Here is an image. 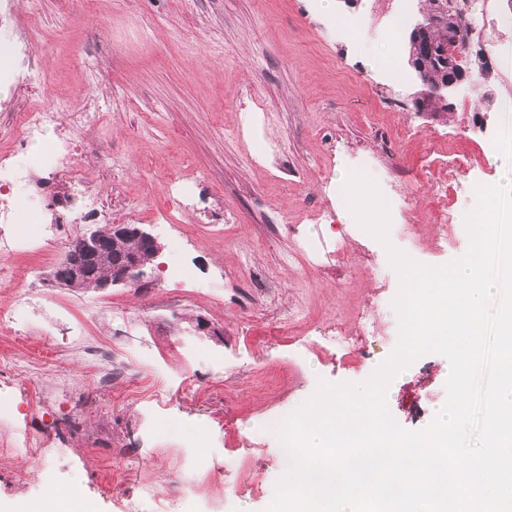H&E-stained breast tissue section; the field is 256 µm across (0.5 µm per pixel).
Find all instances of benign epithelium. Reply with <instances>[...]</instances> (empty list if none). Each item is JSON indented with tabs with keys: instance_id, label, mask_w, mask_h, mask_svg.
<instances>
[{
	"instance_id": "benign-epithelium-1",
	"label": "benign epithelium",
	"mask_w": 512,
	"mask_h": 512,
	"mask_svg": "<svg viewBox=\"0 0 512 512\" xmlns=\"http://www.w3.org/2000/svg\"><path fill=\"white\" fill-rule=\"evenodd\" d=\"M469 0H444L440 4L436 16L432 19L434 24L448 25V42L441 45L440 53L442 57L447 59L448 72L452 76L446 81L438 85L434 90L427 89V82L424 78L421 63L416 61V56L408 59V65L412 75L419 87L413 97L415 111L439 119V115L434 111V103L444 106L453 107V96L462 89L463 86L471 84L468 71L461 64V55L458 51L459 45H464L469 55L475 56L482 60L483 64H488L479 42L475 40L473 31H466L455 27V21L458 15L469 9ZM112 231L127 236H133L138 240H142L151 247L152 253L159 252L160 245L156 237L142 228L132 224H119L112 227ZM100 246V234L93 231L84 235L78 247V251L70 250L67 252L63 264L68 266L69 278L63 279L51 273L49 281L57 288L69 289L72 285L83 280V262L82 258L91 257L98 252ZM150 267L148 261L133 256L124 266L114 270L112 277L98 283V288L106 289L114 285H138L149 275Z\"/></svg>"
}]
</instances>
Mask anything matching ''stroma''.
<instances>
[{"instance_id":"stroma-1","label":"stroma","mask_w":512,"mask_h":512,"mask_svg":"<svg viewBox=\"0 0 512 512\" xmlns=\"http://www.w3.org/2000/svg\"><path fill=\"white\" fill-rule=\"evenodd\" d=\"M387 0H42L16 23L40 54L44 80L0 87L34 108L64 101L90 112L75 127L74 175L102 193L122 223L156 234L150 282L82 292L50 286L65 249L51 241L0 255L31 273L42 308L21 335L0 329V504L19 498L49 512L53 490L75 488L94 512H266L282 475L265 422L293 412L320 382H360L393 351L399 280L373 237H346L345 202L318 220L324 183L367 168L381 192L406 198L390 238L413 259L462 256L476 185L497 181L512 148L489 155L512 95V11L473 0L466 20L491 80L474 76L444 123L415 111L407 51L389 81ZM249 112L264 126L245 124ZM282 144L261 154L259 142ZM194 186L178 230L159 233L166 185ZM452 216L449 231L434 215ZM338 242L340 260L308 264L304 239ZM221 338L195 332L196 317ZM342 329L339 346L324 338ZM103 352L89 361L85 342ZM449 362L416 359L387 396L408 431L425 428L446 398ZM111 373V390L98 378ZM161 390L159 407L144 389ZM203 427V438L193 434ZM44 442L41 463L23 453ZM206 457L193 463L190 448Z\"/></svg>"}]
</instances>
